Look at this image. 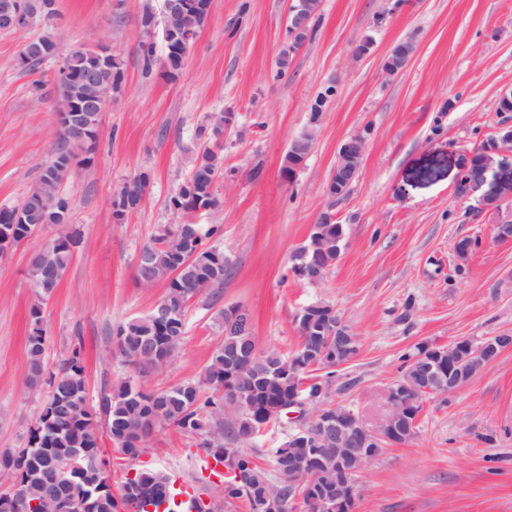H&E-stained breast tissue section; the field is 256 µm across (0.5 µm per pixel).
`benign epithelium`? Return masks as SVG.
<instances>
[{
    "mask_svg": "<svg viewBox=\"0 0 512 512\" xmlns=\"http://www.w3.org/2000/svg\"><path fill=\"white\" fill-rule=\"evenodd\" d=\"M200 7V2L189 0H162L160 14H152V20L140 27L139 39L155 43L156 33H161L166 46V57L184 60L194 41L197 30L191 25L189 9ZM45 8L42 0H0V29L13 30L27 27L29 19ZM309 18L306 13L290 10L288 17V43L284 49L288 55L299 51L307 42L305 35ZM58 83L67 85L79 82L85 90V100L101 109L106 96L95 73L86 71L75 74L69 68V57L61 58L58 66ZM365 138L361 135L351 137L339 149L336 166L327 186L330 206L324 212L325 219L336 218L333 203L344 199L351 181L358 177L364 152ZM512 145V139L498 129L496 135L483 147L484 161L481 168L472 167V156L464 155L458 164L456 185L463 186L458 191L462 198L476 193L486 182L487 173L494 163L493 154ZM320 261L317 256L302 265L295 266L294 274L299 279L315 282L319 278ZM325 338L323 351L336 347V355L345 349L342 336L356 343L355 336L342 331L341 318L327 322L320 330ZM503 350L500 336H490L478 343L457 340L446 346L430 348L410 358V370L418 373L421 387L409 390L403 383L396 381L387 390L388 412L375 427L365 424L354 410L338 407L332 411L326 408L310 407L311 399L296 395L288 404L290 409H298L300 422L288 435L286 448H297L304 455L321 457L336 465L341 475L340 482L333 488L321 485L317 479L318 471L308 467L304 461L291 458L288 461V473L299 475L306 482L308 494L307 507L310 512H351L354 502L356 477L360 476L368 465L378 458V447L403 436V429L413 428L412 408L423 400L452 393L463 386L464 376L474 377L481 372ZM90 503L83 499H65L50 496L48 512H85Z\"/></svg>",
    "mask_w": 512,
    "mask_h": 512,
    "instance_id": "1",
    "label": "benign epithelium"
}]
</instances>
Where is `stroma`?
Here are the masks:
<instances>
[{
	"mask_svg": "<svg viewBox=\"0 0 512 512\" xmlns=\"http://www.w3.org/2000/svg\"><path fill=\"white\" fill-rule=\"evenodd\" d=\"M296 2L212 0L173 77L164 46L148 70L136 50L142 11L160 10L161 0H55L52 18L0 31V207L19 205L36 186L58 131L55 98L38 99L33 88L51 80L56 63L22 67L25 41L52 36L64 55L106 45L126 69L124 88L107 99L91 168L61 186L81 236L44 304L47 369L79 352L91 403L129 376L149 390L199 379L224 338L220 313L231 307L249 312L259 352L289 354L300 343L301 308L331 305L359 351L337 369L330 398L371 426L416 346L512 335V239L495 229L512 220V207L477 193L460 199L456 187L460 154L512 127V112L498 109L512 91V0H320L313 37L282 74L276 62ZM364 38L370 54L354 56ZM403 41L412 56L386 75L382 61ZM331 86L335 94L313 116ZM220 112L235 115L217 184L224 207L193 221L220 226L228 275L217 294L188 303L173 365L137 376L112 330L148 315L164 294L136 282L135 257L160 226L180 223L170 194L204 146L197 127ZM308 132L310 154L283 179L290 140ZM358 134L366 138L361 171L336 206L340 255L322 280L306 283L291 256L309 241L341 144ZM142 173L148 194L116 222L113 192ZM56 232L45 226L0 256V451L28 447L51 392L28 387L26 342L31 260ZM465 238L477 245L462 257L456 246ZM138 465L215 491L196 439L176 428L156 430ZM354 512H512V346L458 391L427 399L416 436L387 447L359 477Z\"/></svg>",
	"mask_w": 512,
	"mask_h": 512,
	"instance_id": "obj_1",
	"label": "stroma"
}]
</instances>
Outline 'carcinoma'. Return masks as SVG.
<instances>
[{
    "label": "carcinoma",
    "instance_id": "carcinoma-1",
    "mask_svg": "<svg viewBox=\"0 0 512 512\" xmlns=\"http://www.w3.org/2000/svg\"><path fill=\"white\" fill-rule=\"evenodd\" d=\"M56 47L49 36L32 40L30 67L44 61L40 51ZM73 68L78 71H95L97 76L119 90L125 81V69L120 55L112 54L107 60L72 58ZM58 111L77 110L83 101L82 85L74 84L55 91ZM223 116L216 114L207 124L197 129L205 138L203 154L196 160L189 175L180 182L171 196L174 210L183 216H191L202 207L217 211L224 204L220 194L211 189L212 179L224 172L223 157L213 151L209 143L219 140ZM95 152L81 133L70 134L71 160H86ZM71 175L68 165L54 158L41 172L36 187L23 199L22 218L12 223L15 210L0 207V235L8 232L10 241L0 244V249L14 246L24 240L38 225L51 220L47 201L59 193L63 181ZM143 198L136 192H127L120 199L121 208L114 211L116 219L137 210ZM219 233V225L202 230L190 221L162 229L143 251L148 255L147 267L135 269L136 280L145 288L161 284L165 293L155 309L148 315L120 323L113 329L112 338L117 344L124 362L140 374L155 372L171 364L180 350L185 337V312L188 302L200 294L224 285L228 263L224 262V249L206 240ZM344 233L341 224L316 222L310 240L323 244V271L336 262V236ZM79 232L71 228L58 242L41 248L34 255L31 271L52 278L57 286L70 265ZM194 254L192 262L183 273L175 271L183 258L177 254L181 247ZM37 302L30 310L33 328L27 338V382L36 388L48 382L51 394L31 430L29 447L19 453H0V472L13 476L10 486L0 491V501L18 493L24 495L28 512H45L46 494L54 477L67 465L71 457H78L75 483L56 484L58 493L66 496H86L92 503L91 512H149L148 507L168 504L167 512H178L176 497L179 491L168 476L151 470L138 469L134 478H125L120 488L131 484L138 486L141 498L114 495L108 486L100 459L99 441L107 434L120 448L127 467L135 465L144 451L146 439L163 426L178 428L181 432L200 439L199 447L206 456L235 471L219 486L224 502L231 503L246 498L250 512H289V501L296 494L304 493L305 486L296 477L288 475L282 467L281 456L289 449L275 451L276 473L280 485L273 484L267 474L258 469L252 458L242 448L255 447L263 426L275 421L272 411L290 402L302 383V375L308 374L310 384L306 389L317 404L330 405L329 390L333 384L336 363L331 355H321L323 337L309 326L300 331L302 351L309 354L308 369H298L296 355L277 352L259 355L252 360L240 389L245 393L247 405L237 410V418L224 421L226 406L224 381L232 359L245 356L253 347L252 324L245 319L231 320L222 313L224 339L213 351L199 381H185L174 386L145 390L126 378L116 384L110 394L102 397L99 408H94L88 398L84 368L78 353L63 360L56 371L45 373L47 336L41 327L42 303L51 293L36 289ZM234 444L241 451L227 457L220 448Z\"/></svg>",
    "mask_w": 512,
    "mask_h": 512
}]
</instances>
